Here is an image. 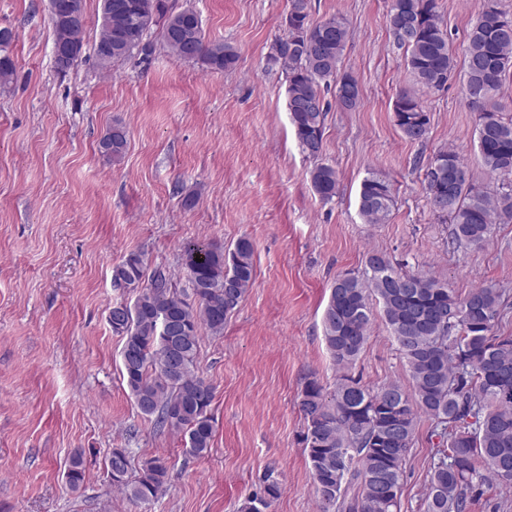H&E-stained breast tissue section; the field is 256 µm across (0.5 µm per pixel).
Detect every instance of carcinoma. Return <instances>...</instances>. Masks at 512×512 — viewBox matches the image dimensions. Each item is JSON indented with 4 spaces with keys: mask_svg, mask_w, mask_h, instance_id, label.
Here are the masks:
<instances>
[{
    "mask_svg": "<svg viewBox=\"0 0 512 512\" xmlns=\"http://www.w3.org/2000/svg\"><path fill=\"white\" fill-rule=\"evenodd\" d=\"M310 0H289L288 34L269 47L267 65L286 74L288 114L299 149L317 159L329 103L321 85H334L336 103L345 110L361 104L351 93L356 78L340 70L348 41L344 19L335 15L310 21ZM387 22L394 44L405 50V64L416 84L440 91L455 71L452 45L437 0H390ZM202 25L197 12L172 11L164 0H112V24L101 22L93 56L109 70L112 63L138 52L147 57L158 31L175 57L214 71L234 68L235 48L193 38ZM464 100L476 114L477 148L490 176V189L466 170L454 149L438 154L449 166L424 173L431 210L452 226L456 247H480L495 224L512 223V116L504 114L501 95L512 75V13L499 0H479L467 32ZM13 33L0 29V86L13 79L7 49ZM395 125L412 143L427 139L430 115L412 88L397 92ZM128 139L114 125L99 141L101 153L121 161ZM314 192L324 201L336 196V169L320 163L310 171ZM395 204L391 180L370 169L360 184L358 209L366 224H384ZM182 261L187 286H173L161 269L148 272L145 255L131 251L112 267V286L132 287L128 318L110 323L122 340L121 374L139 411L163 428L187 437L189 453L207 455L215 421L214 388L196 371L201 333H224V324L254 281V246L242 237L232 249L209 243L185 247ZM382 305L385 322L408 367L409 385L362 384L351 369L368 341L373 302ZM502 294L492 286L464 295L437 279L406 269L386 254L366 253L360 274L334 282L322 316L323 338L338 370L334 385L305 379L298 394L304 419L301 443L307 451L321 512H400L404 463L418 423L427 418L438 438L429 468L423 512H466L496 482L512 486V334L495 329ZM178 329L175 343L162 342L161 328ZM112 486L133 501H155L167 489L169 474L157 458L142 462L130 476L131 451L113 448L105 459ZM65 478L76 489L85 478L84 453L72 454ZM283 492L274 471H266L242 512H266Z\"/></svg>",
    "mask_w": 512,
    "mask_h": 512,
    "instance_id": "obj_1",
    "label": "carcinoma"
}]
</instances>
